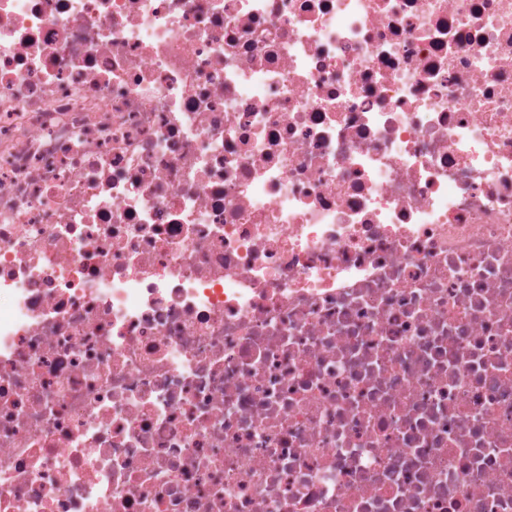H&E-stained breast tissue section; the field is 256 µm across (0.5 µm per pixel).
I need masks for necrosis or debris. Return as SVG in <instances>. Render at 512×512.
<instances>
[{"label": "necrosis or debris", "instance_id": "1", "mask_svg": "<svg viewBox=\"0 0 512 512\" xmlns=\"http://www.w3.org/2000/svg\"><path fill=\"white\" fill-rule=\"evenodd\" d=\"M0 512H512V0H0Z\"/></svg>", "mask_w": 512, "mask_h": 512}]
</instances>
